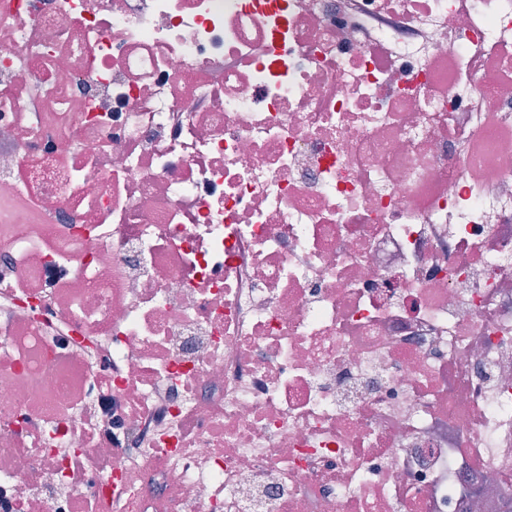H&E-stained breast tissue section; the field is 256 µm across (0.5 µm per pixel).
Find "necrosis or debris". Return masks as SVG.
Masks as SVG:
<instances>
[{"mask_svg": "<svg viewBox=\"0 0 512 512\" xmlns=\"http://www.w3.org/2000/svg\"><path fill=\"white\" fill-rule=\"evenodd\" d=\"M1 297L8 512H507L512 0H0Z\"/></svg>", "mask_w": 512, "mask_h": 512, "instance_id": "necrosis-or-debris-1", "label": "necrosis or debris"}]
</instances>
